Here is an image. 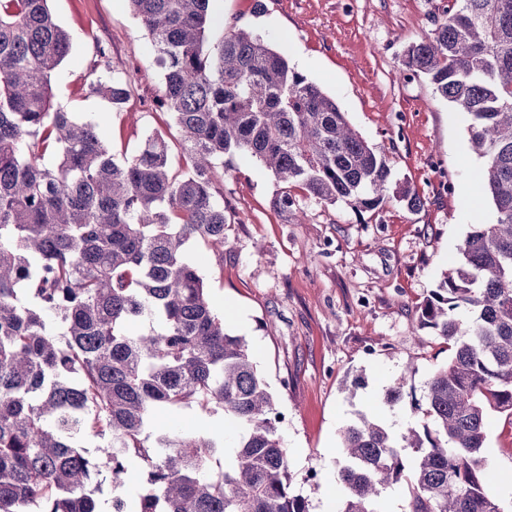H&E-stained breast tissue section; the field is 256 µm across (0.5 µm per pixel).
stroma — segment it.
I'll use <instances>...</instances> for the list:
<instances>
[{
  "label": "stroma",
  "mask_w": 512,
  "mask_h": 512,
  "mask_svg": "<svg viewBox=\"0 0 512 512\" xmlns=\"http://www.w3.org/2000/svg\"><path fill=\"white\" fill-rule=\"evenodd\" d=\"M439 0H210L211 38L248 28L285 51L291 66L319 84L369 144L384 149L394 175L423 204L392 200L377 212L306 203L301 224L272 207V175L256 160L225 157L223 260L193 243L191 257L208 282L228 333L245 337L282 414L291 488L310 512H335L344 488L340 434L356 411L413 422L411 400L391 407L386 388L414 364L415 391L448 361V346L417 331L420 305L443 270L459 259L473 225L495 220L489 199L471 193L483 161L472 152L468 118L439 98L422 77L407 78L406 48L440 16ZM70 33L69 55L53 77L54 103L96 123L115 158L145 138L169 137V165L185 166L174 119L156 110L162 72L151 40L127 0H50ZM110 49L102 78H127L131 96L115 109L88 95L96 43ZM454 175L440 191L438 168ZM484 454L495 473L493 495L512 512V429L505 415L487 418Z\"/></svg>",
  "instance_id": "1"
}]
</instances>
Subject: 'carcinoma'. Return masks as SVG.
I'll return each mask as SVG.
<instances>
[{"mask_svg":"<svg viewBox=\"0 0 512 512\" xmlns=\"http://www.w3.org/2000/svg\"><path fill=\"white\" fill-rule=\"evenodd\" d=\"M128 2L162 70L179 175L164 134L119 162L96 124L54 107L70 34L48 0H0V512H102V472L117 489L135 463V507L115 496L112 512H310L290 488L281 413L187 246L224 261L226 155L271 172L273 208L293 224L306 217L298 188L359 212L423 201L261 34L210 41V0ZM403 66L467 114L496 221L467 234L421 307L417 328L451 351L414 400L422 417L395 431L359 411L342 430L336 512H384L395 487L408 512H504L484 448L489 412L512 419V0H448ZM87 92L114 107L129 98L120 78ZM414 374L386 391L388 406ZM184 409L223 417L232 439L157 425Z\"/></svg>","mask_w":512,"mask_h":512,"instance_id":"1","label":"carcinoma"}]
</instances>
